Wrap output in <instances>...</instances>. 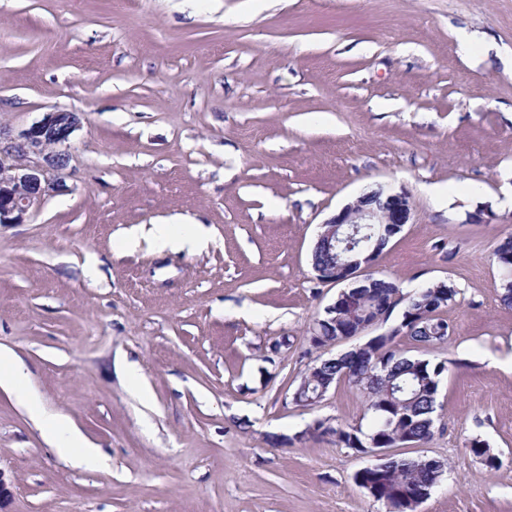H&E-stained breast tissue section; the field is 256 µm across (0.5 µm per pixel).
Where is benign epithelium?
<instances>
[{
    "mask_svg": "<svg viewBox=\"0 0 512 512\" xmlns=\"http://www.w3.org/2000/svg\"><path fill=\"white\" fill-rule=\"evenodd\" d=\"M81 127L75 112L46 113L28 130L15 137L0 128V224H20L29 210L62 187L61 174L68 164L67 148ZM412 205L405 190L380 185L373 194H362L320 224L316 243H326L331 251L342 245L346 260L339 266L312 265L323 283L344 282L355 274H369L375 253L368 247H354L363 230L395 232L411 220Z\"/></svg>",
    "mask_w": 512,
    "mask_h": 512,
    "instance_id": "obj_1",
    "label": "benign epithelium"
}]
</instances>
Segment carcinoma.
Segmentation results:
<instances>
[{"instance_id":"cac0c4a2","label":"carcinoma","mask_w":512,"mask_h":512,"mask_svg":"<svg viewBox=\"0 0 512 512\" xmlns=\"http://www.w3.org/2000/svg\"><path fill=\"white\" fill-rule=\"evenodd\" d=\"M493 258L504 271L503 302L512 305V239L493 251ZM352 298L379 297L387 301L400 295L397 284L372 272L362 288H348ZM455 290L445 282L428 288L419 300L409 299L406 306L416 310L411 317L401 319L397 327L373 336L349 351L333 358L314 360L306 374L308 387L318 392L342 380L358 389L365 399L364 414L370 416V425L340 424L328 431L322 422L308 426L300 435L288 438V443L310 435H336L344 447L361 452L375 441L380 448H398L405 445H425L435 432L434 413L442 374L448 371V362L432 364L426 360L405 355L397 348L399 334L423 345L448 340L434 336V326L443 324L438 311L453 299ZM367 319L354 313L346 300L336 303V311L315 320L309 336L310 347L318 350L361 332ZM445 463L428 457L405 458L397 455L383 461L377 471H369L357 481L359 486L370 485L387 500L390 512H414V495L436 485L444 474Z\"/></svg>"}]
</instances>
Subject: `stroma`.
Segmentation results:
<instances>
[{
	"mask_svg": "<svg viewBox=\"0 0 512 512\" xmlns=\"http://www.w3.org/2000/svg\"><path fill=\"white\" fill-rule=\"evenodd\" d=\"M58 109L82 117L64 189L0 224V350L105 458L72 466L0 390L9 512H387L354 480L371 456L270 443L363 416L344 383L289 395L342 289L312 271L318 227L379 184L413 218L377 270L456 290L447 342L398 340L451 363L403 451L447 465L416 512H512V0H0V127ZM154 224L208 242L118 251ZM493 258L505 273L502 300L512 305V239L497 246L493 251Z\"/></svg>",
	"mask_w": 512,
	"mask_h": 512,
	"instance_id": "obj_1",
	"label": "stroma"
}]
</instances>
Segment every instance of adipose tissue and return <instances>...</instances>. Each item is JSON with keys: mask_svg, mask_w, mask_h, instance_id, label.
<instances>
[{"mask_svg": "<svg viewBox=\"0 0 512 512\" xmlns=\"http://www.w3.org/2000/svg\"><path fill=\"white\" fill-rule=\"evenodd\" d=\"M27 379L18 357L10 351L0 350V388L16 393L20 405L41 429L48 444L61 455L81 463L97 458L98 449L87 445L80 431L66 415L49 413L41 408L38 398L27 388Z\"/></svg>", "mask_w": 512, "mask_h": 512, "instance_id": "ef3b65f1", "label": "adipose tissue"}]
</instances>
